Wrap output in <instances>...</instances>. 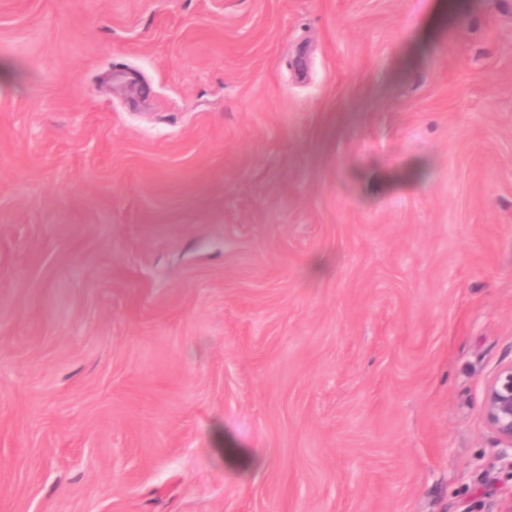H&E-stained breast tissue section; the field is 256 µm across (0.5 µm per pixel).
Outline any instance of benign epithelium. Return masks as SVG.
Masks as SVG:
<instances>
[{
	"mask_svg": "<svg viewBox=\"0 0 512 512\" xmlns=\"http://www.w3.org/2000/svg\"><path fill=\"white\" fill-rule=\"evenodd\" d=\"M483 417L501 446L500 457L512 467V364L501 367L487 381Z\"/></svg>",
	"mask_w": 512,
	"mask_h": 512,
	"instance_id": "obj_1",
	"label": "benign epithelium"
}]
</instances>
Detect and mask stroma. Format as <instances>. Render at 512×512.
<instances>
[{"label":"stroma","instance_id":"1","mask_svg":"<svg viewBox=\"0 0 512 512\" xmlns=\"http://www.w3.org/2000/svg\"><path fill=\"white\" fill-rule=\"evenodd\" d=\"M512 0H0V512H500ZM483 417L501 446L500 457L512 468V364L501 367L487 381Z\"/></svg>","mask_w":512,"mask_h":512}]
</instances>
